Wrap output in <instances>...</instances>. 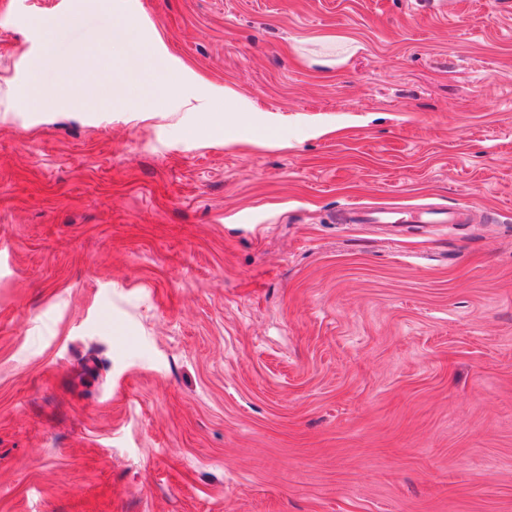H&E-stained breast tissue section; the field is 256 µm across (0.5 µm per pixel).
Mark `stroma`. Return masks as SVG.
<instances>
[{
  "label": "stroma",
  "instance_id": "stroma-1",
  "mask_svg": "<svg viewBox=\"0 0 512 512\" xmlns=\"http://www.w3.org/2000/svg\"><path fill=\"white\" fill-rule=\"evenodd\" d=\"M0 512H512V0H0ZM474 213L472 207L434 204L351 205L341 213V224H460Z\"/></svg>",
  "mask_w": 512,
  "mask_h": 512
}]
</instances>
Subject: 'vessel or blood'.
<instances>
[{"instance_id":"vessel-or-blood-1","label":"vessel or blood","mask_w":512,"mask_h":512,"mask_svg":"<svg viewBox=\"0 0 512 512\" xmlns=\"http://www.w3.org/2000/svg\"><path fill=\"white\" fill-rule=\"evenodd\" d=\"M471 215L472 209L468 206L353 205L342 211L340 221L344 224H459L468 220Z\"/></svg>"}]
</instances>
